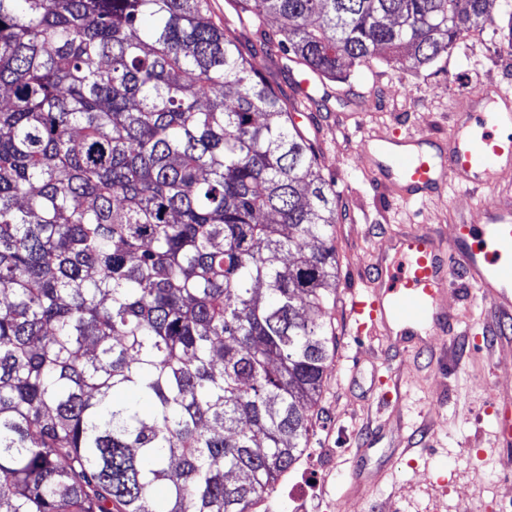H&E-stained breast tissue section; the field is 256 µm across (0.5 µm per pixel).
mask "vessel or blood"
Masks as SVG:
<instances>
[{
    "label": "vessel or blood",
    "instance_id": "b4317fda",
    "mask_svg": "<svg viewBox=\"0 0 512 512\" xmlns=\"http://www.w3.org/2000/svg\"><path fill=\"white\" fill-rule=\"evenodd\" d=\"M464 107L467 119L450 132L447 144L409 135L365 144L366 156L382 165L404 200L447 183L494 187L497 165L512 163V136L498 133L499 125H512V93L483 84ZM372 264L374 276L352 311L372 329L396 334L406 350L420 351L425 334L450 325L453 312L445 301L455 292L456 271L495 317L511 318L512 207L485 212L478 224L460 220L447 235L402 226ZM494 433L497 447L512 448V402L498 404Z\"/></svg>",
    "mask_w": 512,
    "mask_h": 512
}]
</instances>
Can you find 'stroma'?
Masks as SVG:
<instances>
[{
	"mask_svg": "<svg viewBox=\"0 0 512 512\" xmlns=\"http://www.w3.org/2000/svg\"><path fill=\"white\" fill-rule=\"evenodd\" d=\"M488 83L512 91V49L475 32L420 70L382 59L356 69L335 84L326 109L296 115L316 135L321 172L338 195L336 353L309 447L269 493L265 512H512V467L489 442L496 396L512 398V347L500 348L488 305L465 294L452 334L432 337L415 355L358 330L351 313L371 256L392 231L409 224L446 231L512 198L505 168L494 189L446 185L405 204L362 155L369 139L447 136L460 99ZM391 367L402 389L388 402L379 379Z\"/></svg>",
	"mask_w": 512,
	"mask_h": 512,
	"instance_id": "obj_1",
	"label": "stroma"
}]
</instances>
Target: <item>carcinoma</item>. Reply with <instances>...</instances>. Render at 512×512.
Returning a JSON list of instances; mask_svg holds the SVG:
<instances>
[{
  "instance_id": "cac0c4a2",
  "label": "carcinoma",
  "mask_w": 512,
  "mask_h": 512,
  "mask_svg": "<svg viewBox=\"0 0 512 512\" xmlns=\"http://www.w3.org/2000/svg\"><path fill=\"white\" fill-rule=\"evenodd\" d=\"M490 2L232 0L245 51L211 0H0V512H258L336 349L338 199L293 115ZM254 63L262 75L273 82L276 88L288 95L292 94L291 86L294 81L298 80L296 70L290 73L282 70L281 63H278L277 58L271 59L261 52L254 58Z\"/></svg>"
}]
</instances>
